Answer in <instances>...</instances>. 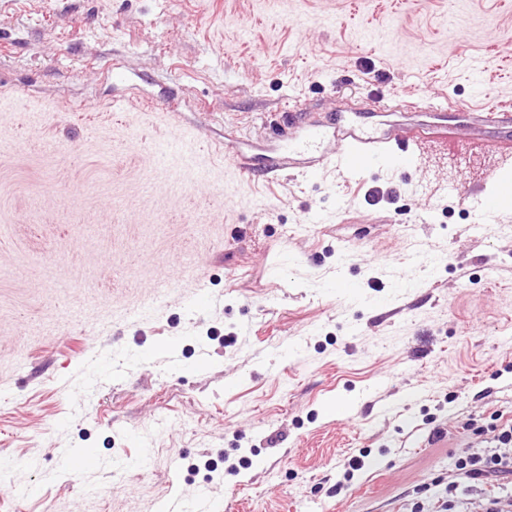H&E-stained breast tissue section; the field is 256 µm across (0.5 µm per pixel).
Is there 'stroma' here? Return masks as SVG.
Masks as SVG:
<instances>
[{"mask_svg":"<svg viewBox=\"0 0 512 512\" xmlns=\"http://www.w3.org/2000/svg\"><path fill=\"white\" fill-rule=\"evenodd\" d=\"M499 103L512 0H0V512H160L204 486L227 512L512 497L455 467L465 424L512 420V205L476 204L512 169ZM289 109L422 134L406 168L306 180L301 154L243 180L218 145L263 167ZM182 136L194 164L156 150Z\"/></svg>","mask_w":512,"mask_h":512,"instance_id":"35a3bbf8","label":"stroma"}]
</instances>
